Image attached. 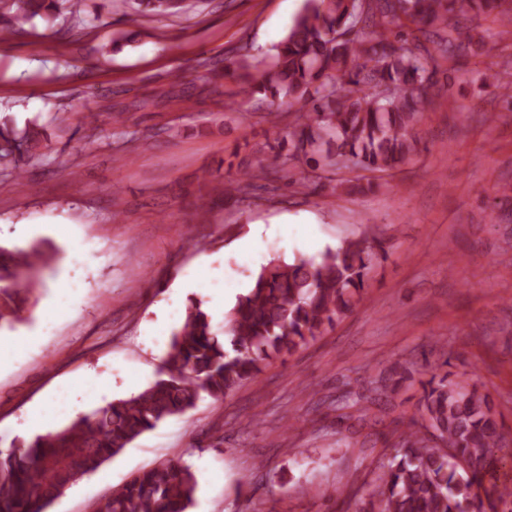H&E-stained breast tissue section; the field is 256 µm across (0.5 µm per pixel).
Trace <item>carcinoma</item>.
Segmentation results:
<instances>
[{
	"label": "carcinoma",
	"mask_w": 512,
	"mask_h": 512,
	"mask_svg": "<svg viewBox=\"0 0 512 512\" xmlns=\"http://www.w3.org/2000/svg\"><path fill=\"white\" fill-rule=\"evenodd\" d=\"M127 2L149 16L185 13L198 0ZM68 4L75 2L0 0V33L20 34L36 17L51 24ZM509 13L512 0H305L270 62L241 55L227 92L242 100L263 96L273 124L282 106L300 105L288 152L276 151L274 167L240 170L214 191L231 200L284 167L303 173L341 163L383 173L408 163L421 143L416 125L437 74L451 78L441 62L457 64L472 53L479 40L474 19ZM46 140L36 123L1 121L0 173L22 178ZM383 257L381 242L363 237L346 238L317 259L270 261L227 315L226 340L192 304L147 388L20 447L0 448V512H45L78 480L143 433L194 409L202 396L221 400L255 381L271 359L292 354L351 311ZM52 260L43 241L0 246V328L36 306ZM429 369L419 381L421 422L380 462L375 489L354 502V512H512V486L499 482L501 434L488 398L452 378L446 359ZM410 379L408 372L339 409H356L364 422L380 395ZM198 487L190 465L168 460L113 488L93 512H189Z\"/></svg>",
	"instance_id": "obj_1"
}]
</instances>
